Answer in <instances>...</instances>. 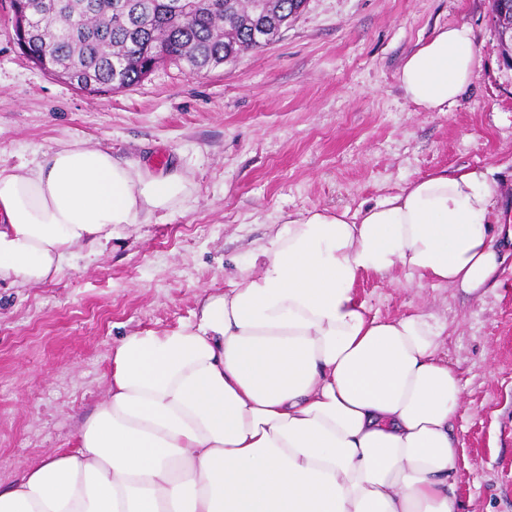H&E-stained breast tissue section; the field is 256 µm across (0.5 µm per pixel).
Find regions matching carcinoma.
Listing matches in <instances>:
<instances>
[{
    "label": "carcinoma",
    "instance_id": "1",
    "mask_svg": "<svg viewBox=\"0 0 512 512\" xmlns=\"http://www.w3.org/2000/svg\"><path fill=\"white\" fill-rule=\"evenodd\" d=\"M121 0H20L42 14V23L28 35L29 49L52 52L56 65L71 70L92 91H109L142 80L147 60L156 50L167 60L183 63L197 73L213 69L228 55L259 49L250 39L252 0H187V12L178 16V0H132L142 3L137 28ZM302 0H262L264 9L277 16L295 13Z\"/></svg>",
    "mask_w": 512,
    "mask_h": 512
}]
</instances>
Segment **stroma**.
Masks as SVG:
<instances>
[{
  "label": "stroma",
  "mask_w": 512,
  "mask_h": 512,
  "mask_svg": "<svg viewBox=\"0 0 512 512\" xmlns=\"http://www.w3.org/2000/svg\"><path fill=\"white\" fill-rule=\"evenodd\" d=\"M490 16L489 0H308L236 62L205 74L166 62L132 88L90 94L21 53L0 0V164L81 141L177 168L192 188L188 208L126 227L100 254L76 250L53 279L0 284V486L75 447L121 338L196 322L203 297L228 288L289 214L355 210L410 179L478 167L512 219V70ZM460 25L477 46L473 81L448 111H419L397 70L434 30ZM501 247L499 283L479 300L371 273L355 285L370 314L448 324L466 512H512V242Z\"/></svg>",
  "instance_id": "obj_1"
}]
</instances>
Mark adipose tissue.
Wrapping results in <instances>:
<instances>
[{
    "instance_id": "obj_1",
    "label": "adipose tissue",
    "mask_w": 512,
    "mask_h": 512,
    "mask_svg": "<svg viewBox=\"0 0 512 512\" xmlns=\"http://www.w3.org/2000/svg\"><path fill=\"white\" fill-rule=\"evenodd\" d=\"M471 28L436 30L397 83L443 111L471 83ZM154 172L74 141L0 165V281L57 276L125 227L186 207ZM488 170L433 172L368 207L289 216L195 323L122 338L73 451L0 489V512H462L454 432L463 387L428 313L381 318L365 273L482 297L512 240Z\"/></svg>"
}]
</instances>
